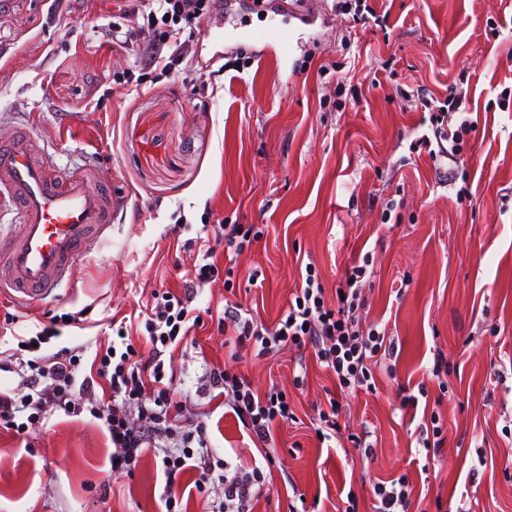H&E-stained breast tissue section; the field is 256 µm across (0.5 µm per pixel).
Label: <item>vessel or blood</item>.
Listing matches in <instances>:
<instances>
[{"label":"vessel or blood","instance_id":"b4317fda","mask_svg":"<svg viewBox=\"0 0 512 512\" xmlns=\"http://www.w3.org/2000/svg\"><path fill=\"white\" fill-rule=\"evenodd\" d=\"M238 45L279 41L276 23L234 25ZM91 169H52L30 135L0 140V213L11 210L17 234L0 238V289L16 301L39 303L70 281L76 258L112 222L114 200L93 186Z\"/></svg>","mask_w":512,"mask_h":512}]
</instances>
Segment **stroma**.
Instances as JSON below:
<instances>
[{"label":"stroma","mask_w":512,"mask_h":512,"mask_svg":"<svg viewBox=\"0 0 512 512\" xmlns=\"http://www.w3.org/2000/svg\"><path fill=\"white\" fill-rule=\"evenodd\" d=\"M251 5L230 0L223 15L202 19L177 75L119 86L115 75L140 64L131 43L148 36L127 21L114 33V0H45L38 23L29 0H18L0 18V139L27 126L55 167L95 165L123 197L55 302L0 303V319H16L0 350L17 349L49 316L79 312L82 321L46 348L80 346L91 361L112 336V317L158 285L181 286L201 258L203 224L219 219L268 228L237 258L233 280L238 301L269 323L300 285L301 262L315 264L332 302L346 267L365 254L368 319L402 347L376 393L343 401L349 432H373V462L353 460L347 438L318 441L315 407L335 384L309 353L234 355L214 323L192 331L170 363L178 398L206 427L211 460L266 467L254 512H344L351 493L357 512H373V483L404 474L416 486L410 512H512V374L500 385L489 379L512 358V106L498 105L512 90V0H393L386 28L361 26L353 38L322 0H309L305 17L279 15L281 42L250 49L244 69L215 33L264 26ZM353 51L357 102L317 74ZM215 55L227 72L200 74L198 60ZM462 73L476 127L454 171L419 147L430 126L400 92L441 96ZM464 186L470 196H460ZM437 351L448 358V390L433 381L429 393L446 440L427 472L399 388L424 380ZM212 366L259 391H287L297 420L276 428L273 466L208 388ZM111 455L104 426L86 413L55 410L24 437L0 428V512H165L160 455L143 452L130 477L113 475Z\"/></svg>","instance_id":"35a3bbf8"}]
</instances>
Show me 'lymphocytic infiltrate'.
<instances>
[{
	"label": "lymphocytic infiltrate",
	"instance_id": "obj_1",
	"mask_svg": "<svg viewBox=\"0 0 512 512\" xmlns=\"http://www.w3.org/2000/svg\"><path fill=\"white\" fill-rule=\"evenodd\" d=\"M217 3L218 0H126L123 13L142 17L141 29L152 37L150 66L172 75L185 58L182 32L211 15ZM165 47L170 50L166 57L161 54ZM416 97L421 108L430 112L431 132L422 138L429 157L457 164L464 151L463 137L474 127L473 121L462 115L466 92L451 89L440 101L421 91ZM211 236L213 246L195 265L184 289L154 290L151 303L140 310L150 355L141 353L122 324L115 340L96 354L89 373L80 371V351L68 347L24 360L21 366L26 370V393L17 399L0 392V423L24 435L32 424L57 408L76 417L90 414L102 421L109 435L115 475H133L144 449H163L165 512H184L177 489L185 474L193 470L199 473L194 487L200 496H209L216 488L223 493L211 512H253L257 487L264 482L262 469L256 466L243 472L227 466L222 472H215L204 456L205 427L187 422L183 406L175 399L174 383L167 380L164 371L163 357L167 350L179 348L180 334L205 324L191 303L196 288L219 278L217 251L240 255L258 243L264 232L252 224L219 221L213 224ZM366 274V266L348 267L340 286L342 296L331 304L315 265L306 264L300 288L274 323L258 321L249 309L229 300L217 328L224 334L225 345L236 350L250 349L259 356L287 345L312 349L317 364L334 374L339 392H376L375 372L383 360L397 357L398 347L386 330L366 322ZM207 379L213 387L223 389L228 407L253 440L268 442L274 425L295 418L288 396L281 390L258 392L245 376L221 368L211 369ZM131 407L138 411L140 426H133L127 417L126 411ZM20 412L27 415L21 423L15 420ZM413 493V485L405 475L388 483H375V512H409Z\"/></svg>",
	"mask_w": 512,
	"mask_h": 512
}]
</instances>
